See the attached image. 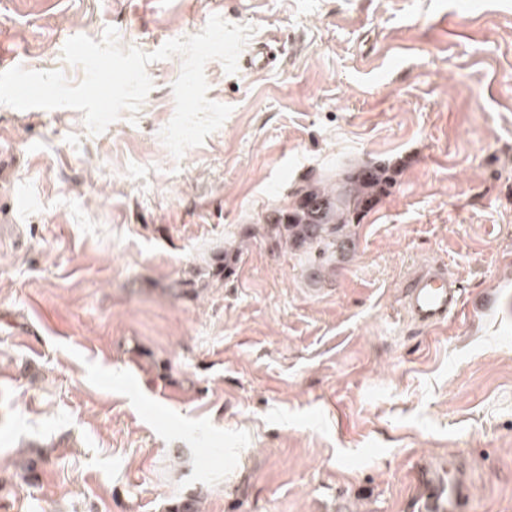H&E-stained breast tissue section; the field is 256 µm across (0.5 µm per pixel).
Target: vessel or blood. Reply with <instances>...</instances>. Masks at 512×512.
I'll return each instance as SVG.
<instances>
[{
    "label": "vessel or blood",
    "instance_id": "vessel-or-blood-1",
    "mask_svg": "<svg viewBox=\"0 0 512 512\" xmlns=\"http://www.w3.org/2000/svg\"><path fill=\"white\" fill-rule=\"evenodd\" d=\"M276 51V39L255 44L246 57L248 67L255 71L266 70L272 64ZM463 306L459 282L449 279L443 269L427 270L406 282L403 309L412 322L424 329L446 326L449 318L457 315ZM418 479L423 489V512H464L470 490L461 462L449 461L448 472L444 475L420 470Z\"/></svg>",
    "mask_w": 512,
    "mask_h": 512
}]
</instances>
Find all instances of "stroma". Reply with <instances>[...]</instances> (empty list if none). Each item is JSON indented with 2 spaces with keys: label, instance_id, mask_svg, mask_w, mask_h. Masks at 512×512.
<instances>
[{
  "label": "stroma",
  "instance_id": "1",
  "mask_svg": "<svg viewBox=\"0 0 512 512\" xmlns=\"http://www.w3.org/2000/svg\"><path fill=\"white\" fill-rule=\"evenodd\" d=\"M215 14L282 53L206 64L232 112L181 158L178 55L98 135L0 104V506L421 512L415 471L460 458L465 512H512V0H0V49L76 84L70 37ZM368 162L395 181L314 281L265 217ZM435 266L468 305L429 334L402 289ZM277 52V40L269 38L255 44L246 55V62L249 68L254 71H264L270 67Z\"/></svg>",
  "mask_w": 512,
  "mask_h": 512
}]
</instances>
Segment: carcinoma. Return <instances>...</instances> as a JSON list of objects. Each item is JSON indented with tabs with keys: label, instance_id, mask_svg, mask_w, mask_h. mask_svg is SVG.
<instances>
[{
	"label": "carcinoma",
	"instance_id": "carcinoma-1",
	"mask_svg": "<svg viewBox=\"0 0 512 512\" xmlns=\"http://www.w3.org/2000/svg\"><path fill=\"white\" fill-rule=\"evenodd\" d=\"M393 182L390 168L379 164L338 174L332 183L302 185L294 191L291 206L267 216V233L278 244L301 252L316 278L348 254L349 226Z\"/></svg>",
	"mask_w": 512,
	"mask_h": 512
}]
</instances>
